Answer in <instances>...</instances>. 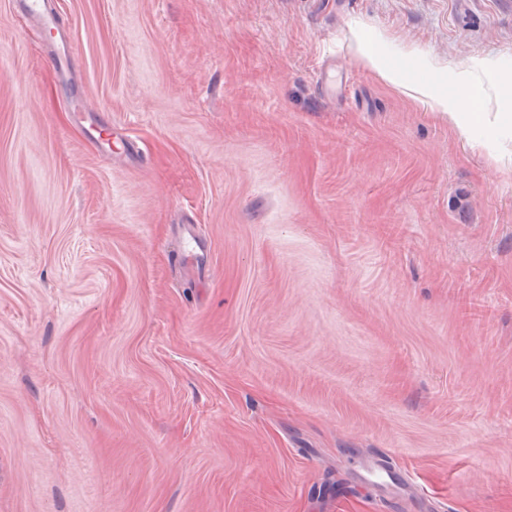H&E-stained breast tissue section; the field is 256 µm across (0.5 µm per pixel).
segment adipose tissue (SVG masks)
I'll use <instances>...</instances> for the list:
<instances>
[{"label": "adipose tissue", "instance_id": "adipose-tissue-1", "mask_svg": "<svg viewBox=\"0 0 512 512\" xmlns=\"http://www.w3.org/2000/svg\"><path fill=\"white\" fill-rule=\"evenodd\" d=\"M361 64L378 73L385 81L401 84L405 93L421 100L432 111L453 122L467 139L478 137L492 138L498 131L512 124V113L501 112L496 117H488L483 111L479 97L466 91L456 93H440L424 83H400L396 71L386 66L377 49L369 45H361Z\"/></svg>", "mask_w": 512, "mask_h": 512}]
</instances>
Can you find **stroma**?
I'll return each instance as SVG.
<instances>
[{
    "mask_svg": "<svg viewBox=\"0 0 512 512\" xmlns=\"http://www.w3.org/2000/svg\"><path fill=\"white\" fill-rule=\"evenodd\" d=\"M0 0V512H512V0ZM359 51V60L364 67L376 71L383 80L402 87L405 93H412L413 97L421 100L433 112L453 122L468 140L476 137L493 138L502 127L509 123L512 125L511 112H500L491 121L487 112H483L479 97L474 94L463 90L450 94L439 93L428 84L401 82L396 71L383 63L377 49L361 44Z\"/></svg>",
    "mask_w": 512,
    "mask_h": 512,
    "instance_id": "1",
    "label": "stroma"
}]
</instances>
